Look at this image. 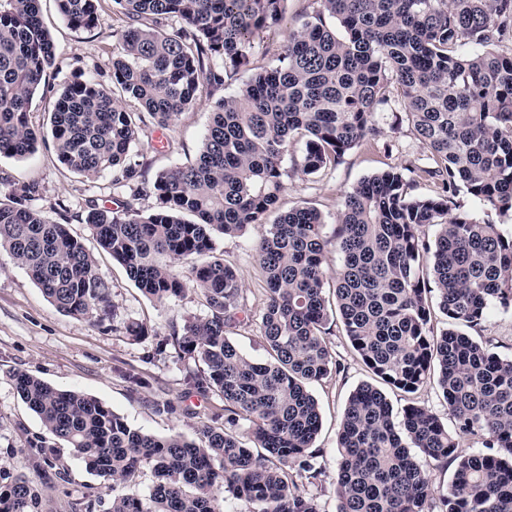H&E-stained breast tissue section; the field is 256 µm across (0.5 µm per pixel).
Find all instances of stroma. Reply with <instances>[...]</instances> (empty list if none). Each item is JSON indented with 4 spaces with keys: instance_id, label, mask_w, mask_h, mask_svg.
I'll list each match as a JSON object with an SVG mask.
<instances>
[{
    "instance_id": "obj_1",
    "label": "stroma",
    "mask_w": 512,
    "mask_h": 512,
    "mask_svg": "<svg viewBox=\"0 0 512 512\" xmlns=\"http://www.w3.org/2000/svg\"><path fill=\"white\" fill-rule=\"evenodd\" d=\"M39 7L43 24L59 52L49 87L39 91L31 105L33 123L46 130L60 89L75 73L109 82L112 31L121 21L112 12L111 0H102L103 22L90 31L69 27L55 0H40ZM306 8V0H288L282 21L255 39L250 71L272 64L275 50L289 31L299 27ZM250 71L239 72L229 80L223 94L233 93L248 80ZM214 103V98L201 97L171 130L165 131L163 147H155L150 140L137 144L135 158L146 163L149 175L194 159L211 121ZM380 123L384 134L378 141L354 147L339 165L319 174L303 175L295 170L293 158H286L284 166L289 175L280 210L297 205L315 208L324 219L323 236L330 240L335 236L336 214L346 193L362 178L406 160L422 166L429 164V152L407 123L399 101L390 102ZM0 177L16 183H38L41 195L35 202L37 208L51 213L57 207H65L67 228L94 253L97 272L108 283L118 313L116 322L100 324L60 311L21 266L6 252H0V467L33 474L28 441L44 432L40 419L15 389L12 376L17 372L37 376L60 390H76L95 397L132 428L159 437L178 432L185 438H194L198 415L223 408L224 399L214 392L204 397L185 395L187 364L178 360L175 350L158 356L154 348L158 336L168 335L172 325L206 315L198 290L187 286L182 297L165 303L149 299L129 279L124 267L100 250L93 230L84 222L87 200L123 199L127 190L114 188L107 173L89 180L69 172L59 163L49 141L39 143L36 151L23 159L0 157ZM266 231V225L253 224L239 236L218 242L225 265L235 270L242 282L244 303L251 312L246 324L230 329L229 336L246 356L256 361L267 357L257 317L267 299V284L256 258V246ZM129 322L146 325L148 336L138 340L126 336L124 326ZM329 325L327 343L341 369L310 387L321 411V428L314 442L319 451L320 475L305 486L308 493L317 497L321 512H336L337 440L347 400L359 385L376 381L353 350L339 320H330ZM472 336L492 351L512 357V310H492ZM132 374L145 377L147 386L132 388L127 381ZM165 401L171 403V411H158V403ZM54 454L66 473L65 480L49 484L44 491L54 512H75V504L87 502L93 503V512H105L104 479L65 443H56Z\"/></svg>"
}]
</instances>
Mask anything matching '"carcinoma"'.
I'll use <instances>...</instances> for the list:
<instances>
[{
  "label": "carcinoma",
  "instance_id": "carcinoma-1",
  "mask_svg": "<svg viewBox=\"0 0 512 512\" xmlns=\"http://www.w3.org/2000/svg\"><path fill=\"white\" fill-rule=\"evenodd\" d=\"M40 0H0V157L37 149L30 121L35 93L49 85L58 49ZM63 20L92 30L99 0H57ZM112 82L79 76L61 89L50 131L58 161L87 179L112 176L130 197L108 207L88 201L84 223L99 247L159 302L191 276L208 312L159 339L200 368L185 393L224 398L196 437H157L130 427L99 400L15 374L21 399L48 433L108 482L107 512H223L227 492L250 512H321L290 473L315 479L321 427L309 386L336 361L327 346L326 258L336 248L332 294L345 336L371 373L413 394L435 380L454 429L420 405L397 418L368 384L349 396L338 432L336 512H512V357L468 336L493 308H512V237L457 211L460 193L512 217V0H309L275 64L218 99L193 162L146 178L132 149L174 125L199 98L251 63L254 38L276 25L288 0H112ZM480 48L472 54L460 49ZM431 153L363 178L344 198L336 236L322 237L321 213L280 214L256 247L268 300L261 328L268 357H247L226 334L244 312L236 272L216 257L217 240L263 224L285 189L283 161L302 142L298 166L315 175L347 151L378 140L377 114L391 101ZM436 195L408 194L409 176ZM36 183L0 182V250L43 295L74 316L116 319L94 256L66 225L32 207ZM144 197L158 205L145 214ZM438 227L434 239L421 233ZM448 326L435 333L429 298ZM248 424L239 431V422ZM475 436L483 450L459 439ZM47 441L37 478L63 480ZM454 466L448 492L432 505L429 479L413 449ZM158 482L144 497L123 488L143 466ZM0 512H52L34 479L0 469Z\"/></svg>",
  "mask_w": 512,
  "mask_h": 512
}]
</instances>
